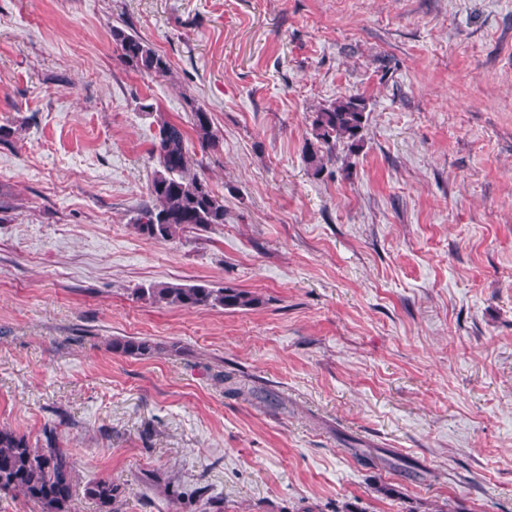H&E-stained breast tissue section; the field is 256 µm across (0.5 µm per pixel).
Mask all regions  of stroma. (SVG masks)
Masks as SVG:
<instances>
[{
    "mask_svg": "<svg viewBox=\"0 0 512 512\" xmlns=\"http://www.w3.org/2000/svg\"><path fill=\"white\" fill-rule=\"evenodd\" d=\"M115 26L168 74L128 69ZM345 94L364 145L312 175ZM195 106L228 214L144 238L157 120ZM0 125V426L56 425L76 487L120 484L121 512H512V0H0ZM157 281L268 302L137 298ZM366 108L362 96L351 94L339 96L314 112L312 139L305 146V160L312 175L322 174L333 159L337 143L346 144L351 152L362 146L368 120ZM191 125L195 139L202 151L216 147L219 136L213 127L209 112L201 107L194 109ZM135 294L158 307L181 310L222 308L245 311L257 309L266 303L261 294L231 284L213 288L159 281L150 284L148 288L137 289ZM106 347L113 353L134 358L149 356L158 349V346L149 339L135 336L109 338Z\"/></svg>",
    "mask_w": 512,
    "mask_h": 512,
    "instance_id": "35a3bbf8",
    "label": "stroma"
}]
</instances>
